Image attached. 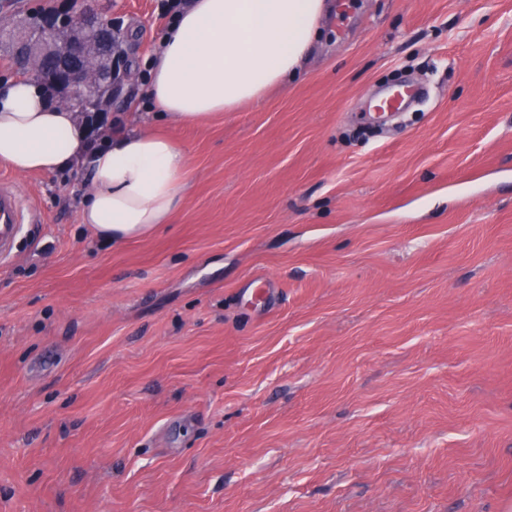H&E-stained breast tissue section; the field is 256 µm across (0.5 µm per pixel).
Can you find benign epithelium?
<instances>
[{
    "mask_svg": "<svg viewBox=\"0 0 512 512\" xmlns=\"http://www.w3.org/2000/svg\"><path fill=\"white\" fill-rule=\"evenodd\" d=\"M32 71L44 84L62 89L59 101L88 115L102 111L96 89L115 91L124 77L122 31L112 18L78 0H58L54 16L21 33Z\"/></svg>",
    "mask_w": 512,
    "mask_h": 512,
    "instance_id": "obj_1",
    "label": "benign epithelium"
}]
</instances>
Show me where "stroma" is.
I'll return each instance as SVG.
<instances>
[{
  "instance_id": "1",
  "label": "stroma",
  "mask_w": 512,
  "mask_h": 512,
  "mask_svg": "<svg viewBox=\"0 0 512 512\" xmlns=\"http://www.w3.org/2000/svg\"><path fill=\"white\" fill-rule=\"evenodd\" d=\"M96 2L108 117L187 189L115 246L82 166L16 175L43 221L0 267V512H505L512 0H333L296 82L193 124L142 92L158 0ZM404 81L427 97L370 122Z\"/></svg>"
}]
</instances>
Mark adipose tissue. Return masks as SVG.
<instances>
[{"mask_svg": "<svg viewBox=\"0 0 512 512\" xmlns=\"http://www.w3.org/2000/svg\"><path fill=\"white\" fill-rule=\"evenodd\" d=\"M329 10L328 0H183L146 63L144 95L175 123L258 101L296 76ZM77 161L90 183L81 221L107 242L169 223L185 192V152L169 136L118 129L92 148L74 113L33 83L0 82V163L30 174Z\"/></svg>", "mask_w": 512, "mask_h": 512, "instance_id": "ef3b65f1", "label": "adipose tissue"}]
</instances>
